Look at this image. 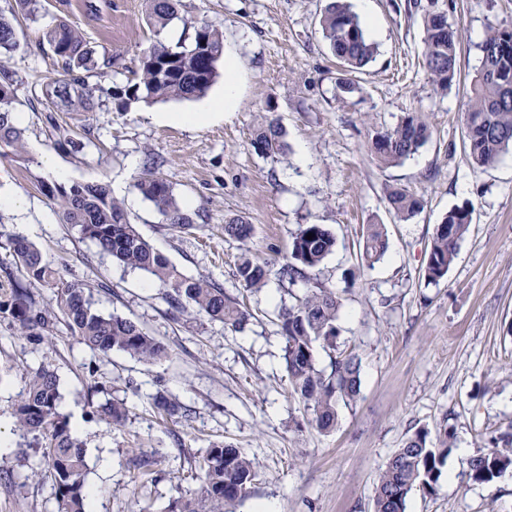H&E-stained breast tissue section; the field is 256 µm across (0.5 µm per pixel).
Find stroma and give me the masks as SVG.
<instances>
[{
  "label": "stroma",
  "mask_w": 512,
  "mask_h": 512,
  "mask_svg": "<svg viewBox=\"0 0 512 512\" xmlns=\"http://www.w3.org/2000/svg\"><path fill=\"white\" fill-rule=\"evenodd\" d=\"M45 0L39 21L14 14L18 50L8 65L19 79L15 113L25 128L19 157L0 158V197L19 199L23 212L0 206V230L36 225L33 242L65 278L84 280L96 306L136 322L163 342L169 358L148 364L122 352L86 350L66 326L40 344L9 335L0 322V444L14 476L0 479V512H53L49 483L29 475L38 459L30 438L14 428L13 410L28 367L44 363L60 379L62 409L81 428L92 512H162L176 489L195 490L194 458L210 444L244 449L260 465L252 494L236 512L270 503L276 512H373L375 485L391 455L415 431L453 435L436 496L412 493L406 512H512V470L489 484L468 477L469 462L491 437L512 430V150L497 164L475 167L463 150L461 104L480 66L479 46L493 29L512 28V0H349L373 15L374 59L354 77V92L337 84L336 63L319 25L326 0H183L186 19L224 34L241 63L237 112L194 129L156 123L148 112H194L224 90L216 80L193 100L131 104L115 109L114 86L125 84L143 52L175 44L182 23L155 33L146 0ZM447 13L459 30V73L447 91L434 90L421 63L423 10ZM117 60L91 77L102 107L63 112L38 98L58 68L43 31L58 18ZM421 113L432 136L410 158L377 166L369 153L375 131ZM278 119L286 151L258 155L255 128ZM66 130L73 148L54 144ZM173 188L194 224H165L133 184L147 160ZM61 177H53V170ZM107 182L132 223L184 273L208 277L251 312L241 330L170 309L149 276L124 269L60 223L42 189ZM407 188L424 208L400 221L388 211L387 188ZM473 208V221L447 276L425 281L422 269L437 224L455 207ZM244 216L246 241L225 237L227 218ZM301 224L324 225L336 248L316 272L342 304L341 345L361 362L358 398L337 407L333 431H319L293 394L277 320L288 283L270 279L257 292L235 278L241 254L279 267ZM383 225L389 242L373 267L359 264L365 225ZM127 402L124 426L96 418L91 385ZM164 388L189 405L186 419L165 420L151 396ZM153 452L143 474L128 463L133 449Z\"/></svg>",
  "instance_id": "1"
}]
</instances>
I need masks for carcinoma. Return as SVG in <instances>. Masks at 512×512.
Here are the masks:
<instances>
[{
    "instance_id": "carcinoma-1",
    "label": "carcinoma",
    "mask_w": 512,
    "mask_h": 512,
    "mask_svg": "<svg viewBox=\"0 0 512 512\" xmlns=\"http://www.w3.org/2000/svg\"><path fill=\"white\" fill-rule=\"evenodd\" d=\"M15 3L26 18L38 21L40 0ZM182 11V0H150L149 19L155 28L163 30L182 18ZM184 24L192 28L189 43L175 48L161 42L154 45L139 58L135 80L114 88L112 98L117 111L140 100L196 98L209 89L224 53L223 35L205 22L186 20ZM320 24L340 67L337 85L344 92H352L355 86L349 75L373 59L375 44L347 0H328ZM424 27L423 64L434 89L445 90L457 73L458 30L446 22L445 12L432 9L425 10ZM44 37L57 67L67 77L42 84V100L72 112L97 111V87L68 74L76 69L89 75L101 74L114 65L112 57L99 54L93 43L65 21L46 29ZM17 47L16 29L10 18L0 13L1 157L7 156L6 148L18 154L23 139L14 115L17 81L7 66V59ZM479 50L480 68L462 107L464 148L475 165L487 167L512 147V29L491 31ZM430 134L426 121L416 112L409 113L395 127L373 136L372 159L380 166L397 164L415 154ZM283 136L282 127L272 119L256 131L253 147L261 156L275 157L284 151ZM44 188L56 202L62 223L91 241L99 253L114 258L126 269L148 275L162 289L172 309L189 305L200 317L233 329L242 328L251 317L247 308L225 293L222 284L185 274L142 238L106 183H74L67 188L47 183ZM134 188L171 227L185 229L193 224L170 184L155 172V164L144 168ZM386 198L389 210L400 220H408L424 208L423 198L405 188L389 189ZM472 212L468 207L451 209L436 226L423 269L427 282L437 283L447 275L472 222ZM224 234L244 241L252 235V227L237 216L224 224ZM334 247L335 238L323 225L300 224L291 238L288 262L278 270L279 280L292 286L302 283L301 293H290L292 302L278 310L283 358L293 392L312 410V423L322 432L335 427L337 404L355 400L360 392L359 358L338 343L339 298L334 289L313 282L308 276V271L318 269ZM387 247L381 225H366L359 253L361 264L373 266ZM0 248L12 257V266L4 267L11 288L0 295V321L8 323L10 335L41 342L54 335L57 323L62 320L80 344L98 355L107 356L116 350L151 364L169 357L165 345L135 322L96 308L86 294V284L78 278L62 277L26 238L1 231ZM270 274L268 263L247 256L241 257L236 267V277L246 291L264 288ZM38 285L50 290L46 304L33 292ZM317 343L332 353L328 373L315 365L313 349ZM152 400L163 418L190 416V409L164 390L157 391ZM128 412L126 403L112 398L99 402L95 409L99 419L116 429L125 424ZM14 418L15 426L32 437L39 449L40 457L31 468V476L49 475L56 512H92L93 492L86 483L83 445L62 411L59 381L49 366L41 364L29 370ZM452 439L445 426L437 431L433 441L424 429L409 437L378 476L374 512H406L407 499L417 490L429 496L437 494ZM511 468L512 436L492 443L474 456L469 476L478 483H492ZM195 470L198 488L189 495L177 492L163 512H233L236 504L250 496L259 475L255 458L222 443L211 444L195 459Z\"/></svg>"
}]
</instances>
